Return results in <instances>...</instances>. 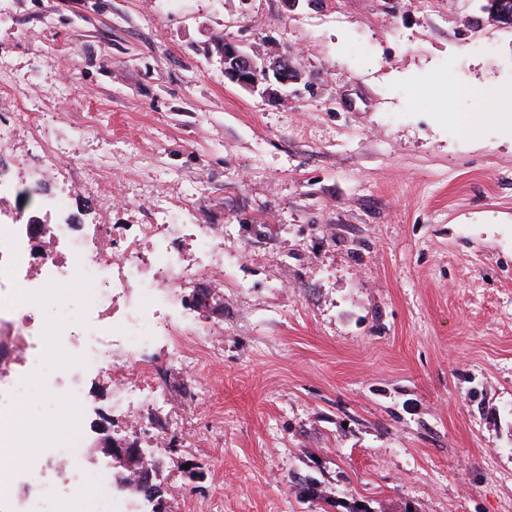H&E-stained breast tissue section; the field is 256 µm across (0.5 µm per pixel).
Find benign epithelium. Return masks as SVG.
Returning <instances> with one entry per match:
<instances>
[{
  "instance_id": "1",
  "label": "benign epithelium",
  "mask_w": 512,
  "mask_h": 512,
  "mask_svg": "<svg viewBox=\"0 0 512 512\" xmlns=\"http://www.w3.org/2000/svg\"><path fill=\"white\" fill-rule=\"evenodd\" d=\"M221 54L224 60V76L241 87L253 89L258 84L271 80L284 86L298 80L287 62L288 55L282 52L277 56L272 54L259 63L241 49L238 43L226 41ZM100 435L101 450L110 458L112 468L117 470L119 477L128 478V488L159 501L157 484L153 481V469L144 464L137 444L118 443L105 428L101 429Z\"/></svg>"
}]
</instances>
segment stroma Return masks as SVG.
Instances as JSON below:
<instances>
[{
  "label": "stroma",
  "mask_w": 512,
  "mask_h": 512,
  "mask_svg": "<svg viewBox=\"0 0 512 512\" xmlns=\"http://www.w3.org/2000/svg\"><path fill=\"white\" fill-rule=\"evenodd\" d=\"M9 0L4 160L80 224L224 227L178 296L211 342L147 358L165 512H512V29L481 0ZM289 52L287 102L216 39ZM484 113L464 129L463 118ZM56 151L43 173L36 148ZM89 380L123 440V352ZM191 405L188 425L178 416ZM86 436L88 512L113 468ZM322 496L301 497L299 478Z\"/></svg>",
  "instance_id": "stroma-1"
}]
</instances>
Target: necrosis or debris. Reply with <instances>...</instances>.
I'll list each match as a JSON object with an SVG mask.
<instances>
[{"label": "necrosis or debris", "mask_w": 512, "mask_h": 512, "mask_svg": "<svg viewBox=\"0 0 512 512\" xmlns=\"http://www.w3.org/2000/svg\"><path fill=\"white\" fill-rule=\"evenodd\" d=\"M43 230L67 242L81 261V277L72 283V292L81 299L78 311L86 326L58 331L55 339H48L42 310L55 300L57 286L69 281L68 273L52 255L32 254L25 211H0V328L10 338L9 344L0 345V446L32 451L9 473L0 474V512H59L65 502L76 501L83 493L80 443L90 406L79 377L112 372L115 351H124L128 363L142 374L125 392L121 407L134 411L164 403L163 393L147 379L145 350L164 339L169 366H192L193 353L184 341L194 332L187 328L184 312L165 300L173 289L213 273L211 246L224 238L223 227L191 225L203 248L196 265L189 268L166 244L172 230L168 224L132 225L123 250L111 258L88 242L95 225L72 223L69 215L59 212ZM147 246L154 250L156 269L144 281L137 268ZM129 288L136 291L131 313L116 318L113 299ZM31 384L51 394L63 393L79 405V412L64 418L59 430L44 429L18 409L19 393Z\"/></svg>", "instance_id": "4bbe7bcc"}]
</instances>
